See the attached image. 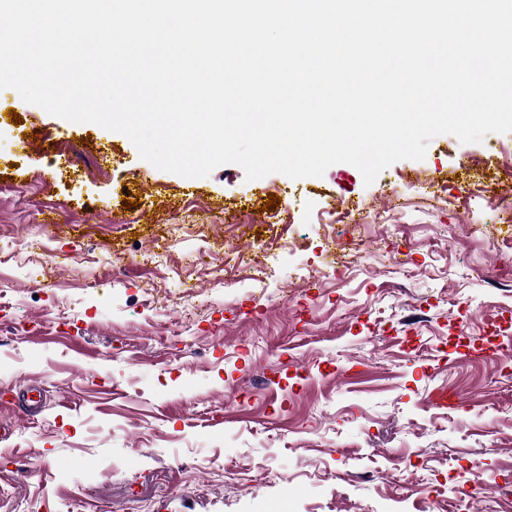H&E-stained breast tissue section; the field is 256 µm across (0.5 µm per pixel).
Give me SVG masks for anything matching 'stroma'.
I'll list each match as a JSON object with an SVG mask.
<instances>
[{"label": "stroma", "mask_w": 512, "mask_h": 512, "mask_svg": "<svg viewBox=\"0 0 512 512\" xmlns=\"http://www.w3.org/2000/svg\"><path fill=\"white\" fill-rule=\"evenodd\" d=\"M509 347L512 132L186 178L0 90V512H512Z\"/></svg>", "instance_id": "1"}]
</instances>
